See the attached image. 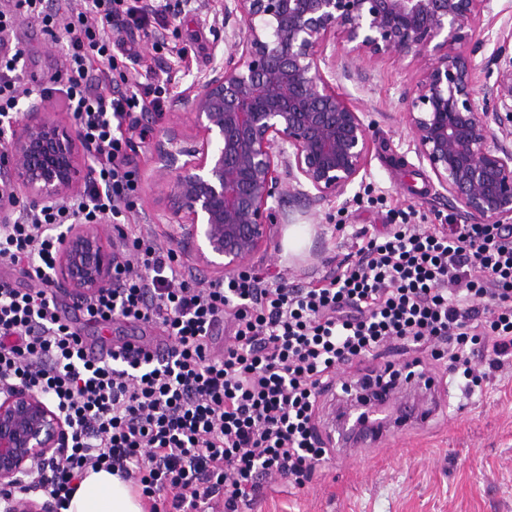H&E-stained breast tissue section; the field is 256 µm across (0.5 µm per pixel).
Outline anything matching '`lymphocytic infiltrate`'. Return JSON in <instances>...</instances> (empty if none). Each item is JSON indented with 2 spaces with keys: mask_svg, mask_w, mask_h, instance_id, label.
<instances>
[{
  "mask_svg": "<svg viewBox=\"0 0 512 512\" xmlns=\"http://www.w3.org/2000/svg\"><path fill=\"white\" fill-rule=\"evenodd\" d=\"M0 33L40 18L66 49L64 94L93 166L83 191L37 209L20 206L0 224V391L25 388L50 401L69 435L58 456L26 478L57 512L86 470H117L151 512H242L261 481L311 482L330 452L318 426L319 399L354 360L376 359L390 342L446 365L471 388L491 364L512 358V225H416L414 210L389 209L382 234H359L354 261L324 284L288 287L251 270L199 286L180 255L143 234L119 231L112 283L79 297L98 323L121 318L162 326L165 352L150 345L88 357L62 315L55 265L58 228L98 224L131 209L139 176L120 130L148 99L165 102V79L147 70L141 93L113 73L137 60L128 24L164 17L163 0H85L60 13L47 0H7ZM25 51L0 56V147L20 112ZM42 87V95H52ZM223 324L228 344L212 349Z\"/></svg>",
  "mask_w": 512,
  "mask_h": 512,
  "instance_id": "lymphocytic-infiltrate-1",
  "label": "lymphocytic infiltrate"
}]
</instances>
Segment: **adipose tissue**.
<instances>
[{
  "mask_svg": "<svg viewBox=\"0 0 512 512\" xmlns=\"http://www.w3.org/2000/svg\"><path fill=\"white\" fill-rule=\"evenodd\" d=\"M67 512H144V504L120 475L89 471L76 481Z\"/></svg>",
  "mask_w": 512,
  "mask_h": 512,
  "instance_id": "adipose-tissue-1",
  "label": "adipose tissue"
}]
</instances>
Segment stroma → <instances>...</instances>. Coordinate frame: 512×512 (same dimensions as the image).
Instances as JSON below:
<instances>
[{
  "label": "stroma",
  "instance_id": "obj_1",
  "mask_svg": "<svg viewBox=\"0 0 512 512\" xmlns=\"http://www.w3.org/2000/svg\"><path fill=\"white\" fill-rule=\"evenodd\" d=\"M224 3L189 0L166 26L147 22L152 35L140 41V60L126 71L133 90L151 66L166 68L170 79L162 111L132 113L123 126L131 144L129 159L140 175L128 222L175 249L204 283L217 280L218 274L196 262L191 239L168 209L173 182L156 179L153 146L171 128L177 129L182 146L198 142L191 115L174 101L197 90L227 60ZM488 8L489 30L476 35L465 50L481 71L496 75L512 67V0H490ZM15 36L26 51L27 73L45 80L61 73L62 49L44 32L39 18L19 20ZM327 51L336 57L340 93L371 125V150L362 181L345 195L315 201L289 184L275 201L279 221L272 239L246 266L291 287L335 275L339 262L355 250L356 232L381 231L387 209L413 208L428 225L480 221L441 193L430 168L410 145L405 114L420 59L372 60L353 54L350 43L339 37L330 39ZM368 188L385 198V207L358 203ZM339 222L345 232H336ZM488 359L484 351L475 358L478 367L488 369V383L470 391L463 382H452L449 407L429 425L402 430L390 447L367 449L365 458L343 464L325 460L304 488L291 487L284 478L265 482L245 512H512V362L492 370Z\"/></svg>",
  "mask_w": 512,
  "mask_h": 512
}]
</instances>
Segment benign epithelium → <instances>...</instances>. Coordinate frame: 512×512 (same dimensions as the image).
<instances>
[{"instance_id": "benign-epithelium-1", "label": "benign epithelium", "mask_w": 512, "mask_h": 512, "mask_svg": "<svg viewBox=\"0 0 512 512\" xmlns=\"http://www.w3.org/2000/svg\"><path fill=\"white\" fill-rule=\"evenodd\" d=\"M224 21L240 15L230 58L199 91L179 99L198 129V145L174 133L155 145V175L174 177L169 210L192 239L195 258L219 272L240 268L267 243L280 167L314 200L344 195L366 171L369 126L360 109L326 77L340 34L371 59L414 56L422 65L406 125L420 161L467 213L490 223L512 217V150L492 140L488 98L464 46L483 25L489 0H231ZM46 99L31 102L9 143L0 222L24 196L46 206L76 195L86 159L82 142L51 117ZM112 234L73 224L60 234L58 282L76 296L108 287ZM68 427L40 394L0 393V489L59 454ZM5 500L0 512H50L32 499Z\"/></svg>"}]
</instances>
